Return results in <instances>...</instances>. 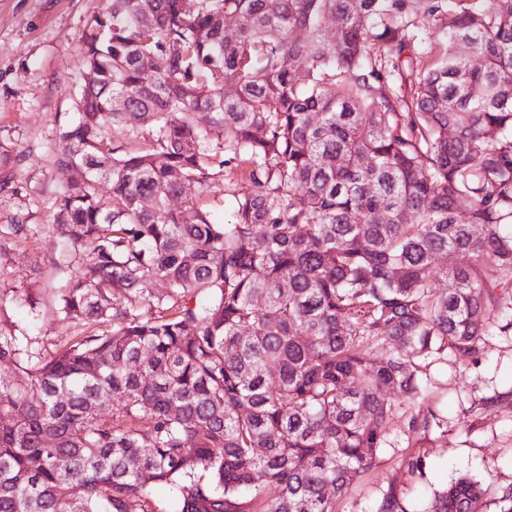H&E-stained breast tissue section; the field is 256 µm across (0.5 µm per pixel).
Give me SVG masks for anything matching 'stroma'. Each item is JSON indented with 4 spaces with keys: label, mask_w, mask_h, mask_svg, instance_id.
I'll return each mask as SVG.
<instances>
[{
    "label": "stroma",
    "mask_w": 512,
    "mask_h": 512,
    "mask_svg": "<svg viewBox=\"0 0 512 512\" xmlns=\"http://www.w3.org/2000/svg\"><path fill=\"white\" fill-rule=\"evenodd\" d=\"M111 3L0 0V289L16 293L0 316L15 323L31 350L44 356L78 334L63 321L50 292L54 201L63 180L55 143L60 127L75 116L73 94L86 68L83 31ZM444 21V13L430 15L414 6L405 18L411 53H443ZM241 188L240 181L227 179L187 193L221 224L229 220V201ZM18 213L34 230L25 240L8 230ZM31 296L36 304H28ZM428 372L426 404L445 413V420L424 436L408 432V410L395 401L385 447L337 501L336 512H375L390 493L406 512H414L422 495L462 476L492 490L512 484V336L490 331L478 362L467 365L448 355L434 360ZM473 422L478 430L467 432ZM415 460L422 461L421 472L410 470Z\"/></svg>",
    "instance_id": "1"
}]
</instances>
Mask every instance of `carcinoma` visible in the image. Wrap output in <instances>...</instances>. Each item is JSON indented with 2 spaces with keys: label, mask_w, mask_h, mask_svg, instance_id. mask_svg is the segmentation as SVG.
Wrapping results in <instances>:
<instances>
[{
  "label": "carcinoma",
  "mask_w": 512,
  "mask_h": 512,
  "mask_svg": "<svg viewBox=\"0 0 512 512\" xmlns=\"http://www.w3.org/2000/svg\"><path fill=\"white\" fill-rule=\"evenodd\" d=\"M411 2L112 0L87 23L51 288L82 334L24 366L0 325V512H335L390 395L420 404L430 359L512 335V0H453L446 51L390 97L369 45L401 57ZM228 171L231 220L170 204ZM484 496L460 478L427 512Z\"/></svg>",
  "instance_id": "carcinoma-1"
}]
</instances>
